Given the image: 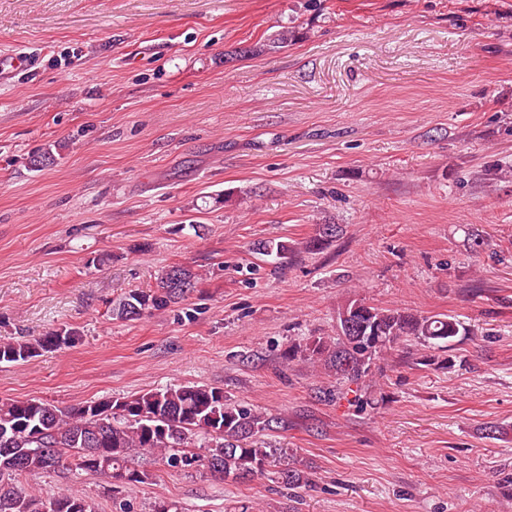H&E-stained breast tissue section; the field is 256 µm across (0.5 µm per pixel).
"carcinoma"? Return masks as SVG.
<instances>
[{
	"mask_svg": "<svg viewBox=\"0 0 512 512\" xmlns=\"http://www.w3.org/2000/svg\"><path fill=\"white\" fill-rule=\"evenodd\" d=\"M284 27L270 47H286L298 38ZM340 224H320L304 246L326 249L342 234ZM254 250L275 260L295 253L286 241H259ZM200 274L190 265L164 268L156 285L130 291L112 305V315L135 320L165 310L196 288ZM469 328L451 314L423 315L390 309L352 295L336 311V336H309L289 343L284 357L302 359L349 387L372 374L374 360L403 338L441 352ZM77 331L59 329L32 341H0V363H20L74 346ZM273 419L253 407L227 399L212 386L183 385L60 408L40 400L0 401V512H95L86 497L73 492L37 495L20 479L65 469L107 474L132 489L149 479L142 460L156 457L174 469L200 467L231 481L267 473L288 486L309 481L308 466L285 448H269L254 437Z\"/></svg>",
	"mask_w": 512,
	"mask_h": 512,
	"instance_id": "cac0c4a2",
	"label": "carcinoma"
}]
</instances>
